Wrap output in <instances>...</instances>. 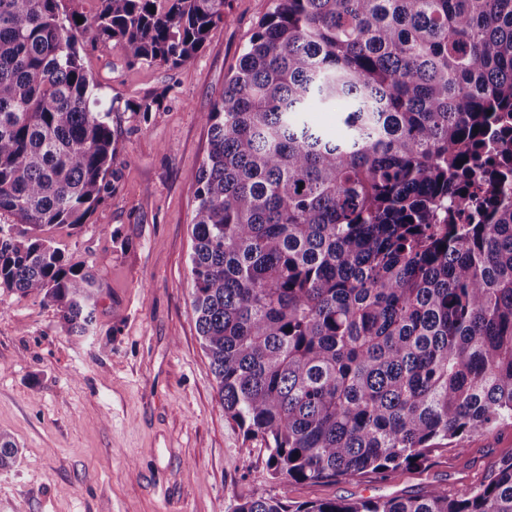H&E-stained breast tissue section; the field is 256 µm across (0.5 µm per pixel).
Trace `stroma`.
Segmentation results:
<instances>
[{"label": "stroma", "instance_id": "obj_1", "mask_svg": "<svg viewBox=\"0 0 512 512\" xmlns=\"http://www.w3.org/2000/svg\"><path fill=\"white\" fill-rule=\"evenodd\" d=\"M270 0H225L227 19L172 67L129 64L79 34L85 67L112 103V195L53 237L93 266L103 293L89 333L56 305L0 288V432L19 458L0 468V512H234L258 495L288 503L449 493L487 481L512 455V425L479 431L388 476L323 484L272 477L259 440L224 415L196 328L189 255L208 128ZM141 101L151 112L132 111Z\"/></svg>", "mask_w": 512, "mask_h": 512}]
</instances>
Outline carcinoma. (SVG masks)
I'll return each instance as SVG.
<instances>
[{
    "mask_svg": "<svg viewBox=\"0 0 512 512\" xmlns=\"http://www.w3.org/2000/svg\"><path fill=\"white\" fill-rule=\"evenodd\" d=\"M0 0V286L75 336L102 280L54 228L112 195L114 136L76 31L180 65L224 0ZM345 103L342 138L301 117ZM189 257L224 414L275 477L386 475L512 424V0H272L201 115ZM17 445L0 433V468ZM234 512H512V456L456 495Z\"/></svg>",
    "mask_w": 512,
    "mask_h": 512,
    "instance_id": "cac0c4a2",
    "label": "carcinoma"
}]
</instances>
